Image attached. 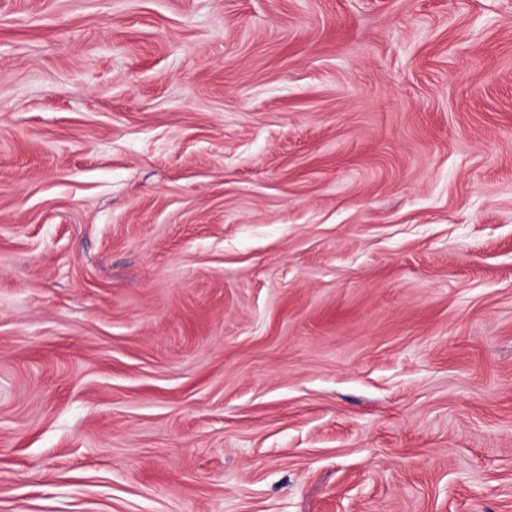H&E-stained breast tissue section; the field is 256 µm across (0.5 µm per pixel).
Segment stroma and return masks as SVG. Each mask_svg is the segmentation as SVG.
Returning <instances> with one entry per match:
<instances>
[{"mask_svg": "<svg viewBox=\"0 0 512 512\" xmlns=\"http://www.w3.org/2000/svg\"><path fill=\"white\" fill-rule=\"evenodd\" d=\"M0 512H512V0H0Z\"/></svg>", "mask_w": 512, "mask_h": 512, "instance_id": "obj_1", "label": "stroma"}]
</instances>
